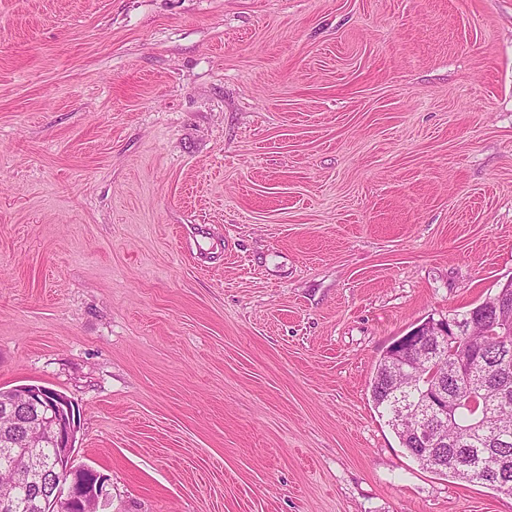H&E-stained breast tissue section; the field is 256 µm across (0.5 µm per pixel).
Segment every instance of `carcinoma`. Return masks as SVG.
Here are the masks:
<instances>
[{
	"label": "carcinoma",
	"mask_w": 512,
	"mask_h": 512,
	"mask_svg": "<svg viewBox=\"0 0 512 512\" xmlns=\"http://www.w3.org/2000/svg\"><path fill=\"white\" fill-rule=\"evenodd\" d=\"M479 344L483 350V364L463 377L443 375V369L430 355L415 353L404 360L388 362L381 358L370 379L369 387L380 416L387 418L388 425L398 437L403 448L422 468L435 473H448L463 482L482 484L497 492L512 495V398L503 399L497 389H486L480 408L470 404V395L486 381H496L498 374V349L502 342L484 336H464L458 347ZM442 375L448 397L447 440L429 456L417 447L415 432L422 425L415 417L404 412L396 414L395 393L401 387L409 388V397L417 402L425 398L432 372ZM13 432L0 423V492L10 488L14 455L6 447ZM473 448H490L492 457L480 456L469 463Z\"/></svg>",
	"instance_id": "carcinoma-1"
}]
</instances>
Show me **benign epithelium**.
<instances>
[{
    "label": "benign epithelium",
    "mask_w": 512,
    "mask_h": 512,
    "mask_svg": "<svg viewBox=\"0 0 512 512\" xmlns=\"http://www.w3.org/2000/svg\"><path fill=\"white\" fill-rule=\"evenodd\" d=\"M481 311L483 316H471L465 321L448 319L422 323L393 343L392 355H402L404 348L419 344L422 336H432L436 340L429 351H441L446 344L466 335L475 323L484 326L489 337L506 335L512 321V296L502 292ZM422 411L436 431H442L448 425L447 408L426 402ZM5 414L17 418L20 430L26 433L22 442L11 444L16 449L17 459H29V465L21 471L22 480L30 487L37 486L53 471L58 479L52 482L47 494L52 496L60 512H97L109 498L108 478L91 466L73 465L76 428L69 399L41 385H23L12 389L11 395L0 401V417ZM47 442L59 451L55 467L41 463L39 448Z\"/></svg>",
    "instance_id": "1"
}]
</instances>
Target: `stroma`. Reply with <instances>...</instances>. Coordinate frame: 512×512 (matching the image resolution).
<instances>
[{"label": "stroma", "mask_w": 512, "mask_h": 512, "mask_svg": "<svg viewBox=\"0 0 512 512\" xmlns=\"http://www.w3.org/2000/svg\"><path fill=\"white\" fill-rule=\"evenodd\" d=\"M512 282V0H0V390L102 512H512L368 383ZM20 400H24L23 406L19 405ZM5 414L17 418L26 437L20 443H11V448L6 447L13 432L0 422V492L10 488L14 461L11 450L15 448H18L17 460L27 457L30 461L21 471L22 480L29 487L41 485L46 475L54 472V465L44 466L38 450L50 442L59 451L57 472L51 475L58 479L52 481L51 489L46 493L29 495L30 511H41L44 496L49 494L59 511L97 512L109 498L108 478L91 466L73 465L76 425L69 399L41 385H23L12 389L9 398L0 401V417Z\"/></svg>", "instance_id": "1"}]
</instances>
